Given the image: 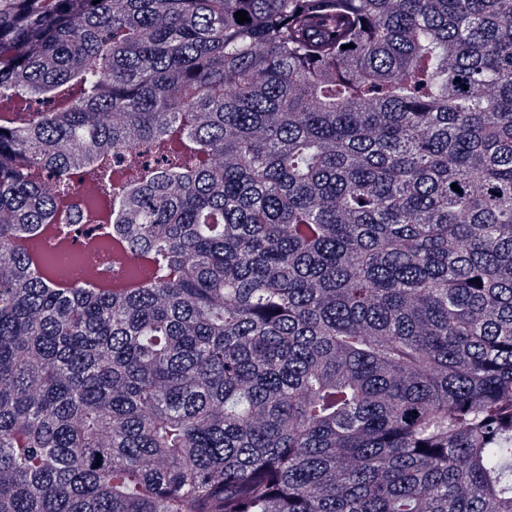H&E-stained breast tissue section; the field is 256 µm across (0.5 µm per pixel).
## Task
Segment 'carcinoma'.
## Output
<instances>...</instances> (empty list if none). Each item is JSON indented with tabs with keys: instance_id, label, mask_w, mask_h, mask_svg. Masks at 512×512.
Segmentation results:
<instances>
[{
	"instance_id": "obj_1",
	"label": "carcinoma",
	"mask_w": 512,
	"mask_h": 512,
	"mask_svg": "<svg viewBox=\"0 0 512 512\" xmlns=\"http://www.w3.org/2000/svg\"><path fill=\"white\" fill-rule=\"evenodd\" d=\"M0 512H512V0H0ZM93 217L99 223H104L101 226L103 231H109L107 233V235H108L107 238L111 241L113 262H117L119 264H125L126 262L130 261L134 257H139V256H134L130 252L123 235L119 234L117 231V225L112 224V212L111 211H104V212L96 213L93 215ZM139 260H140V257H139Z\"/></svg>"
}]
</instances>
